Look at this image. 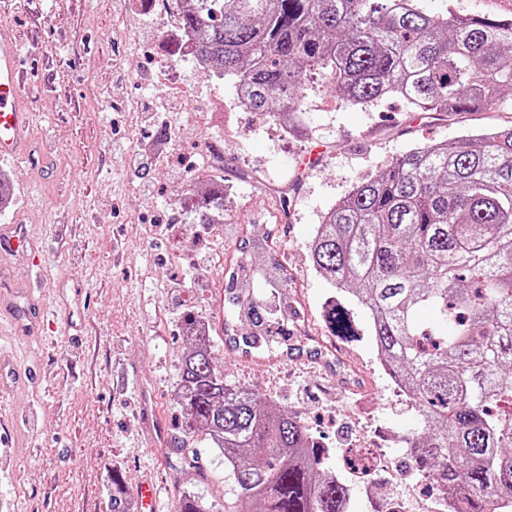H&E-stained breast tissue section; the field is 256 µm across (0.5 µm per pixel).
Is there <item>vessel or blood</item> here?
<instances>
[{
  "mask_svg": "<svg viewBox=\"0 0 512 512\" xmlns=\"http://www.w3.org/2000/svg\"><path fill=\"white\" fill-rule=\"evenodd\" d=\"M22 50L10 29L0 26V159L22 156L31 165L41 158L29 139L32 113L22 95ZM32 244L25 222L0 226V259L27 249ZM44 324V315L35 303L16 309L13 301L0 292V335L35 336Z\"/></svg>",
  "mask_w": 512,
  "mask_h": 512,
  "instance_id": "b4317fda",
  "label": "vessel or blood"
}]
</instances>
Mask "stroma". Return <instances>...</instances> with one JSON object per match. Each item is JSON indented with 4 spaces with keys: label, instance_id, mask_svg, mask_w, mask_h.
I'll return each mask as SVG.
<instances>
[{
    "label": "stroma",
    "instance_id": "stroma-1",
    "mask_svg": "<svg viewBox=\"0 0 512 512\" xmlns=\"http://www.w3.org/2000/svg\"><path fill=\"white\" fill-rule=\"evenodd\" d=\"M440 14L512 19V0H422ZM28 72L24 95L45 152L36 173L0 161L10 189L0 225L23 213L46 271L37 297L54 309L40 341L15 340L20 379L0 393V418L29 417L0 444L5 512H112V477L128 494L145 479L163 488L168 512L187 494L224 512V461L190 435L177 401L184 319L204 321L228 383L301 414L320 447L397 448L416 412L398 395L367 333L336 336L325 321L335 291L317 274L310 245L323 214L360 179L410 148L512 125V90L483 112L448 117L389 97L353 107L311 84L301 132L234 106L231 79L207 76L174 54L164 25L135 0H0ZM223 108V121L205 108ZM323 146L319 165L302 157ZM224 186V221L193 224L182 196ZM293 201L283 207V198ZM265 236L288 273L300 319L287 345L248 353L224 343V270L242 236ZM159 410L173 447L152 448L142 408Z\"/></svg>",
    "mask_w": 512,
    "mask_h": 512
}]
</instances>
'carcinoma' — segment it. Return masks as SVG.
Segmentation results:
<instances>
[{
    "label": "carcinoma",
    "instance_id": "obj_1",
    "mask_svg": "<svg viewBox=\"0 0 512 512\" xmlns=\"http://www.w3.org/2000/svg\"><path fill=\"white\" fill-rule=\"evenodd\" d=\"M197 57L243 86L249 110L288 116L320 77L366 108L398 97L416 112H482L512 88V20L421 0H182ZM190 210L210 224L215 189ZM224 301L250 330L224 323L234 349L272 351L298 322L286 267L269 238L243 237ZM310 257L319 276L368 314L385 368L417 408L409 470L447 491L438 512H512V126L417 145L358 181L323 216ZM327 321L351 330L350 310ZM186 329L177 391L185 424L224 455L235 501L224 512H347V489L299 414L224 380L210 337Z\"/></svg>",
    "mask_w": 512,
    "mask_h": 512
}]
</instances>
